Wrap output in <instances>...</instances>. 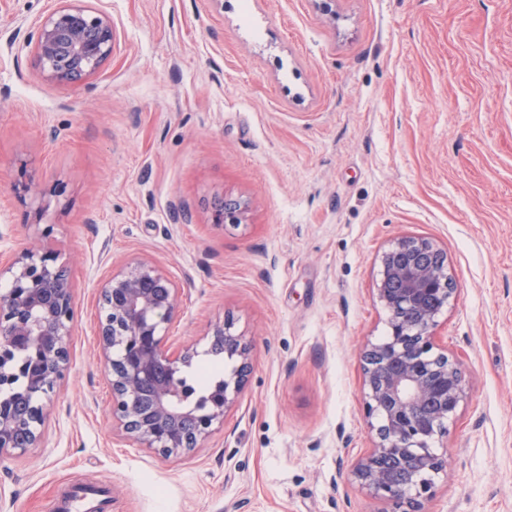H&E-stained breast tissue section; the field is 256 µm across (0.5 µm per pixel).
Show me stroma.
Here are the masks:
<instances>
[{
  "label": "stroma",
  "mask_w": 512,
  "mask_h": 512,
  "mask_svg": "<svg viewBox=\"0 0 512 512\" xmlns=\"http://www.w3.org/2000/svg\"><path fill=\"white\" fill-rule=\"evenodd\" d=\"M57 3L0 0V261L38 238L76 309L41 442L0 456V512L86 482L108 512H390L347 473L401 235L447 254L437 333L466 383L423 510L512 512V0H92L112 55L68 86L28 42ZM224 197L241 223L213 224ZM139 261L179 290L173 346L211 360L229 318L252 350L223 428L169 459L113 429L100 365L99 288Z\"/></svg>",
  "instance_id": "obj_1"
}]
</instances>
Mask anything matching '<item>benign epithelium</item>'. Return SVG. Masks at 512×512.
Returning <instances> with one entry per match:
<instances>
[{"mask_svg": "<svg viewBox=\"0 0 512 512\" xmlns=\"http://www.w3.org/2000/svg\"><path fill=\"white\" fill-rule=\"evenodd\" d=\"M33 62L49 82L70 84L98 72L112 55V20L87 0H61L30 36ZM246 206L230 198L214 204L218 226L240 223ZM377 301L387 331L361 355L364 398L373 445L352 478L392 512H423L435 475L446 467L434 443L464 400L460 361L436 343L438 317L453 298L447 255L428 238L400 236L380 257ZM0 456L38 445L47 403L69 370L67 339L74 329L70 271L32 244L0 266ZM178 289L155 265L137 262L111 274L99 292L98 330L112 396V422L129 439L160 455L197 448L224 425L250 375L251 346L216 325L211 342L237 361L224 387L201 405L190 400L183 371L198 351L173 349L166 331Z\"/></svg>", "mask_w": 512, "mask_h": 512, "instance_id": "obj_1", "label": "benign epithelium"}]
</instances>
